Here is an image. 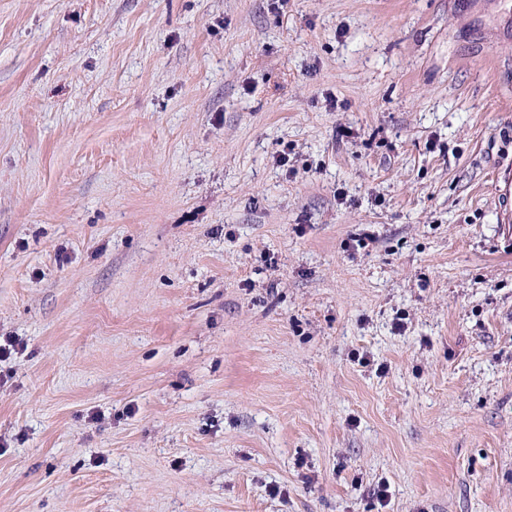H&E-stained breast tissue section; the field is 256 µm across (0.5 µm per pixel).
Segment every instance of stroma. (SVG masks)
Instances as JSON below:
<instances>
[{
    "mask_svg": "<svg viewBox=\"0 0 512 512\" xmlns=\"http://www.w3.org/2000/svg\"><path fill=\"white\" fill-rule=\"evenodd\" d=\"M510 17L0 0V512H512Z\"/></svg>",
    "mask_w": 512,
    "mask_h": 512,
    "instance_id": "35a3bbf8",
    "label": "stroma"
}]
</instances>
